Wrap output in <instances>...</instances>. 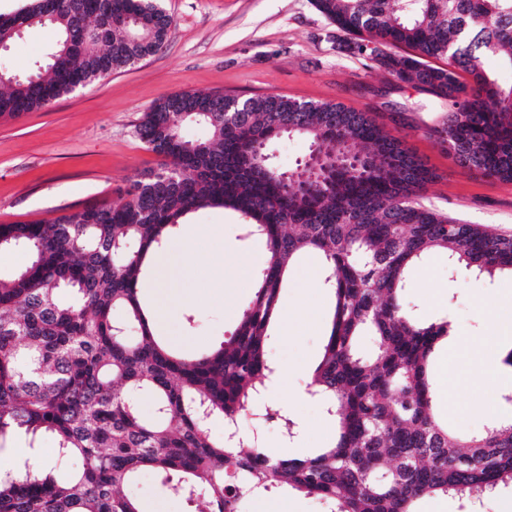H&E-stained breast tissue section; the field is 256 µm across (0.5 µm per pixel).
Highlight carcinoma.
<instances>
[{
    "label": "carcinoma",
    "instance_id": "carcinoma-1",
    "mask_svg": "<svg viewBox=\"0 0 512 512\" xmlns=\"http://www.w3.org/2000/svg\"><path fill=\"white\" fill-rule=\"evenodd\" d=\"M312 4L340 33V49L440 100L434 131L462 167L512 182V85L483 64L493 55L512 69V0ZM45 25L58 33L46 62L0 77L1 119L156 54L173 19L153 0H29L0 14V41ZM226 99L181 91L153 104L137 135L165 163L138 173L117 199L0 224V247L30 257L0 275V450L22 432L35 453L51 437L56 454L43 471L27 462L22 473L0 471V512H144L124 492L143 469L189 501L207 496L210 512H239L244 498L283 486L330 512H416L439 495L481 505L512 486V420L468 435L448 428L430 369L448 320L420 321L401 301L409 271L430 256L448 259L452 273L511 275L512 232L423 206L430 172L365 112L278 94L228 112ZM191 123L208 136H187ZM285 134L306 140L319 161L300 172L276 167L267 145ZM208 207L238 212L266 260L231 335L187 359L155 337L141 287L148 257ZM304 251L320 255L334 299L311 388L338 435L311 458L272 457L249 437H215L212 425L246 420L274 374L270 324ZM363 336L375 339L369 354L359 350ZM263 417L293 437L280 410ZM72 460L79 466L64 468Z\"/></svg>",
    "mask_w": 512,
    "mask_h": 512
}]
</instances>
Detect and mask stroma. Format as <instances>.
<instances>
[{
    "label": "stroma",
    "mask_w": 512,
    "mask_h": 512,
    "mask_svg": "<svg viewBox=\"0 0 512 512\" xmlns=\"http://www.w3.org/2000/svg\"><path fill=\"white\" fill-rule=\"evenodd\" d=\"M157 2L173 19L159 53L63 95L47 108L0 119V224L47 220L115 198L134 175L160 164L136 133L146 110L163 96L197 91L241 98L279 94L371 113L432 172L421 197L424 205L469 224L512 230V182L462 168L432 133L440 117L437 99L412 85L392 84L337 50L335 27L310 0ZM56 38L48 26L27 30L0 51V69L28 71L44 59ZM189 221L200 228L219 226L227 249L265 250L260 240L246 235L234 211L209 207ZM206 261V253H198L196 272L180 274L167 294L150 282L144 288L157 334L195 357L220 346L253 297L252 290L239 292L233 314H226L223 301L205 295L200 271ZM511 285L507 276L490 280L450 273L447 262L434 257L410 270L404 299L419 318L445 316L459 324L463 336L479 338L489 333L483 308L499 302ZM437 288L445 290V303L433 301ZM308 299L318 304L320 323L297 321L288 339L273 327L268 348L273 367L304 360L314 367L321 360L332 296L323 284L322 265L311 254L293 267L281 303L296 308ZM478 371V361L449 358L443 345L431 358L439 409L449 427L461 434L480 431L489 421L485 393L475 381ZM308 381V376L289 373L274 405L293 422L296 434L285 439L277 423H267L265 447L288 446L305 459L332 444L335 420L312 395ZM129 491L146 512L208 508L205 499L190 503L166 492L149 470L137 475Z\"/></svg>",
    "instance_id": "obj_1"
}]
</instances>
